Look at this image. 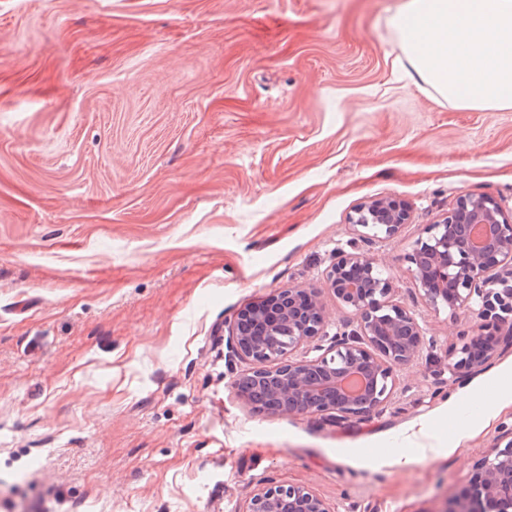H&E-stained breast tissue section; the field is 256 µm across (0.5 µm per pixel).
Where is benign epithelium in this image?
I'll list each match as a JSON object with an SVG mask.
<instances>
[{"instance_id":"benign-epithelium-1","label":"benign epithelium","mask_w":512,"mask_h":512,"mask_svg":"<svg viewBox=\"0 0 512 512\" xmlns=\"http://www.w3.org/2000/svg\"><path fill=\"white\" fill-rule=\"evenodd\" d=\"M409 215L400 206L375 200L352 218L358 239L372 242L401 236ZM482 225L475 242L469 228ZM407 271L425 308L457 316L477 312L461 346L448 348V369L457 379L485 370L507 345L512 326L490 302L486 286L512 274V221L487 195H464L440 222L425 227L404 256ZM326 288L357 314L351 329H326L320 290L281 288L244 309L234 321L233 356L247 368L233 387L244 403L278 416L313 415L326 421H362L383 410L395 387V368L418 359L426 349L416 313L393 299V279L359 251H339L326 274ZM362 379L349 390L344 381ZM503 444L475 464L468 487L438 512H512V431ZM242 512H332L312 489L268 483L244 502Z\"/></svg>"}]
</instances>
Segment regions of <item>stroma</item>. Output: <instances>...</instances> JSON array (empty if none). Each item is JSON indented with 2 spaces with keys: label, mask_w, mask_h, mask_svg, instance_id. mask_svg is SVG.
<instances>
[{
  "label": "stroma",
  "mask_w": 512,
  "mask_h": 512,
  "mask_svg": "<svg viewBox=\"0 0 512 512\" xmlns=\"http://www.w3.org/2000/svg\"><path fill=\"white\" fill-rule=\"evenodd\" d=\"M398 2L0 0V512H240L269 482L438 512L512 429V348L453 381L462 325L404 260L460 196L512 219V110L412 79ZM379 199L408 225L357 240ZM353 247L431 349L368 420L251 410L237 313L298 284L354 326L323 290Z\"/></svg>",
  "instance_id": "obj_1"
}]
</instances>
